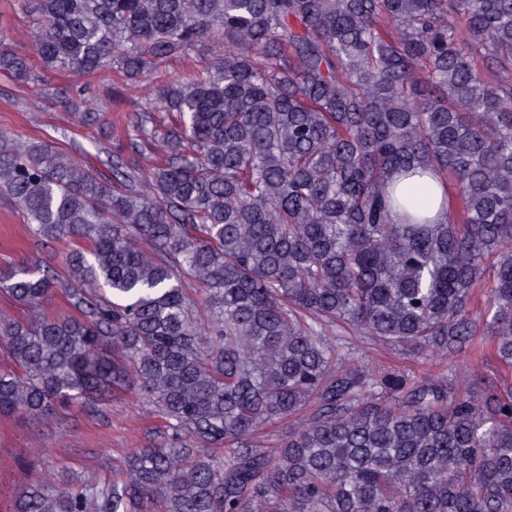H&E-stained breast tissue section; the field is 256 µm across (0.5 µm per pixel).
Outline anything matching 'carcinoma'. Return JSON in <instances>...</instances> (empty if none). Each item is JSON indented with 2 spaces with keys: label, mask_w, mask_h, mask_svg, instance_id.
Returning a JSON list of instances; mask_svg holds the SVG:
<instances>
[{
  "label": "carcinoma",
  "mask_w": 512,
  "mask_h": 512,
  "mask_svg": "<svg viewBox=\"0 0 512 512\" xmlns=\"http://www.w3.org/2000/svg\"><path fill=\"white\" fill-rule=\"evenodd\" d=\"M16 3L45 69L120 76L123 135L104 172L0 130V198L49 249L90 242L63 281L48 261L0 272L32 312L0 316V416L135 386L175 442L137 449L120 485L19 476L14 512H512V384L408 383L330 335L411 356L488 341L512 365V0ZM0 73L38 81L1 32ZM104 97L46 91L101 130ZM426 174L462 213L427 216ZM60 289L73 314H45ZM310 406L275 452L254 445ZM215 443L224 460L186 465Z\"/></svg>",
  "instance_id": "cac0c4a2"
}]
</instances>
